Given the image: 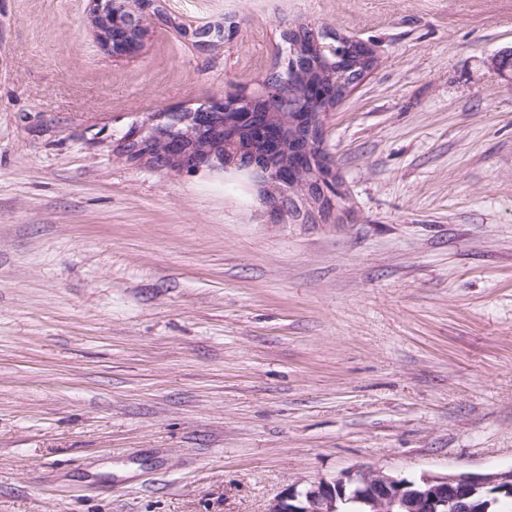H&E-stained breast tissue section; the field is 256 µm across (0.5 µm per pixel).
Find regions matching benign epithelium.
Instances as JSON below:
<instances>
[{
  "instance_id": "benign-epithelium-1",
  "label": "benign epithelium",
  "mask_w": 512,
  "mask_h": 512,
  "mask_svg": "<svg viewBox=\"0 0 512 512\" xmlns=\"http://www.w3.org/2000/svg\"><path fill=\"white\" fill-rule=\"evenodd\" d=\"M91 23L98 33L102 50L111 55H123L128 48L114 43L113 34L124 33L142 43L147 34L149 12L154 0H92ZM197 45L207 47L224 39V30L200 27L191 32ZM282 102V113L292 114L305 105L301 92L292 95L274 81L264 83L256 95H227L213 98L198 109L156 112L142 123L132 125L119 139L120 144L132 145L136 158L153 159L156 143L167 145L168 155L176 172H195L203 168H235L247 171L265 184V195L272 211H282L294 205L293 195L303 197L307 212L320 214L335 207L336 175L325 158L311 163L308 180L299 179L294 165L280 170H267L259 160L237 165L224 162V155L212 154L202 160L183 150V144L196 137L199 128L209 124L215 115L230 116L256 131L268 130L266 113L251 111L258 101ZM499 487L512 497V468L486 473L423 474L418 478L397 477L380 468H368L346 473L334 481L320 480L296 484L271 503L267 512H345L348 503L361 505L363 512H471V499L480 490Z\"/></svg>"
}]
</instances>
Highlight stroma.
Returning <instances> with one entry per match:
<instances>
[{
  "label": "stroma",
  "mask_w": 512,
  "mask_h": 512,
  "mask_svg": "<svg viewBox=\"0 0 512 512\" xmlns=\"http://www.w3.org/2000/svg\"><path fill=\"white\" fill-rule=\"evenodd\" d=\"M158 4L116 58L91 0H0V512H267L351 470L512 467V0ZM302 24L376 54L325 119L335 217L117 153L259 91Z\"/></svg>",
  "instance_id": "35a3bbf8"
}]
</instances>
